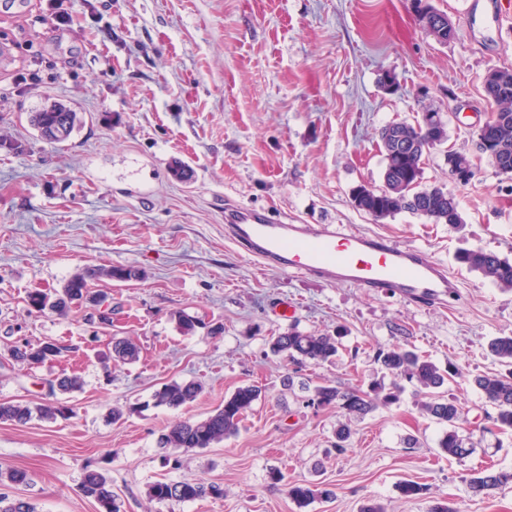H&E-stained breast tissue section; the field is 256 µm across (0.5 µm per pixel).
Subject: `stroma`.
Returning a JSON list of instances; mask_svg holds the SVG:
<instances>
[{"label":"stroma","mask_w":512,"mask_h":512,"mask_svg":"<svg viewBox=\"0 0 512 512\" xmlns=\"http://www.w3.org/2000/svg\"><path fill=\"white\" fill-rule=\"evenodd\" d=\"M456 35L438 41L410 0H71L56 24L50 0L0 7V402L40 403L46 380L84 381L70 418L0 421V466L30 481L7 487L37 512H97L79 490L84 469H104L122 512H512V483L473 492L481 466L512 472V433L492 431L494 407L471 380L500 371L492 337L512 335V291L457 260L464 249L512 258V177L481 153L477 131L492 105L489 71L512 70V0H430ZM87 114L64 144L35 138L29 112L45 98ZM439 112L448 139L428 152L423 185H446L462 222L436 224L402 211L378 219L352 192L383 185L380 132ZM477 167L466 185L448 178L447 150ZM180 160L194 173L175 180ZM265 208L298 224H345L423 248L461 278L452 306H418L389 294L266 271L224 238V202ZM132 265L141 278L92 281L112 297V324L98 311L61 316L30 307L29 294L58 289L87 267ZM201 319L184 335L175 312ZM223 326L219 336L208 327ZM298 327L343 332L335 362L302 366L271 356L267 341ZM140 347L132 364L104 371L112 340ZM70 345L40 365L10 359L18 340ZM407 342L459 375L446 386L463 406L461 433L473 451L441 454L442 428L423 415L420 394L361 418L306 406L282 380L368 389L392 377L377 349ZM202 392L171 410L155 405L164 384ZM244 384L260 399L238 433L181 453L171 469L158 438L174 422L199 420ZM125 415L112 421V408ZM351 445L333 448L340 424ZM283 480L271 489L272 472ZM217 482L220 498L158 504L155 481ZM422 485L400 494V482ZM329 485L335 496L298 508L290 483Z\"/></svg>","instance_id":"1"}]
</instances>
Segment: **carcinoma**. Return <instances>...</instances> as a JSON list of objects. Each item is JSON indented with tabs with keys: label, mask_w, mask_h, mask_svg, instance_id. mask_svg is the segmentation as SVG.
<instances>
[{
	"label": "carcinoma",
	"mask_w": 512,
	"mask_h": 512,
	"mask_svg": "<svg viewBox=\"0 0 512 512\" xmlns=\"http://www.w3.org/2000/svg\"><path fill=\"white\" fill-rule=\"evenodd\" d=\"M487 98L496 105V120L491 134L492 145L482 149L494 168L501 174H512V71L494 70L484 79ZM29 122L38 136L51 143H64L79 130L83 113L73 106L60 101H50L37 112L29 113ZM389 132L382 155L385 162L384 187L367 189L360 187L353 192L355 207L378 219L391 217L401 211H408L427 217L435 224H459L461 217L454 198L443 186L434 185L419 188L423 175V158L427 150L447 141L445 124L438 120L429 130L421 125L393 123L385 126ZM448 177L458 168L474 166L466 153L450 150L446 154ZM458 261L469 270L481 274L503 290H512V260L495 252L483 249L466 250L458 255ZM140 271L133 266H111L109 268H86L72 275L62 289L50 294L33 293L28 303L38 309L47 307L63 315L72 306L90 303L101 305L106 296L89 287V282L105 278L127 282L137 280ZM270 352L293 362L322 365L336 360L343 350L340 337L315 331H301L291 327L288 331L270 337ZM489 352L505 372L487 373L474 377L473 384L486 401L496 409L494 424L502 432L512 431V336H498L488 343ZM66 348L40 341L26 342L11 349V357L27 364H42L59 357ZM140 348L130 338L112 342L110 358L118 364H132L139 360ZM375 361L397 378L390 387L373 386L368 391L356 387L340 388L329 384L313 387L303 384L301 389L308 392L307 405L316 408L340 409L348 416L362 417L378 407L392 404L399 399L404 380L417 387L424 395L421 409L427 417L446 426L438 439V448L451 458H461L471 448L459 434V422L464 419L463 407L458 401L448 399L438 392L450 378L458 375L456 369L441 368L429 357L407 348L405 344H393L380 348ZM83 381L76 375H64L49 382L50 401L41 404L0 402V421L23 425L37 416L54 420L65 416L69 408L57 400V393H71L82 388ZM202 387L196 382H171L155 392V404L177 410L194 402ZM262 394L255 385L238 387L224 398V406L215 409L200 420H183L170 426L158 439L159 447L184 449L209 448L234 435L239 424L252 405ZM512 481V473L493 471L486 468L471 478V486L485 495L491 494L502 485ZM28 483V474L22 469L10 468L0 471V485H22ZM80 490L98 504V512H121L122 504L112 492V480L103 471L86 468ZM150 500L165 504L170 501L186 502L209 495L224 496V489L217 483L204 484L195 481H156L147 491ZM288 496L304 508L317 498L328 499L334 492L309 483L288 484ZM0 512H36L35 505L24 498H9L0 494Z\"/></svg>",
	"instance_id": "1"
}]
</instances>
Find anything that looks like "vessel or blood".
I'll use <instances>...</instances> for the list:
<instances>
[{
  "label": "vessel or blood",
  "mask_w": 512,
  "mask_h": 512,
  "mask_svg": "<svg viewBox=\"0 0 512 512\" xmlns=\"http://www.w3.org/2000/svg\"><path fill=\"white\" fill-rule=\"evenodd\" d=\"M224 233L265 269L399 296L420 306L458 296L460 278L423 250L339 224H291L268 211L224 205Z\"/></svg>",
  "instance_id": "vessel-or-blood-1"
}]
</instances>
